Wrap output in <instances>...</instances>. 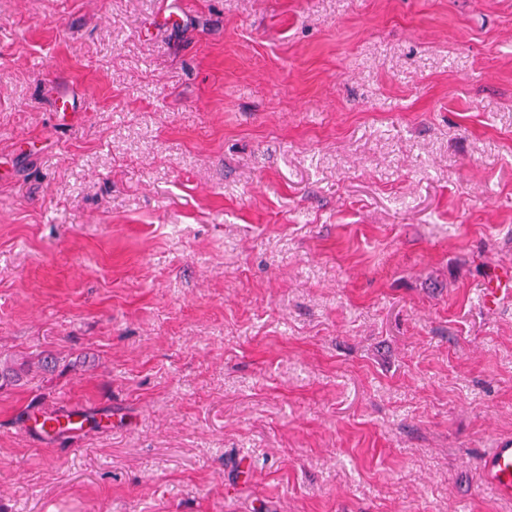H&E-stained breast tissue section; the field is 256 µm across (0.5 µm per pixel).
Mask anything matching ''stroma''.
<instances>
[{
	"label": "stroma",
	"mask_w": 512,
	"mask_h": 512,
	"mask_svg": "<svg viewBox=\"0 0 512 512\" xmlns=\"http://www.w3.org/2000/svg\"><path fill=\"white\" fill-rule=\"evenodd\" d=\"M509 266L512 0H0V512H512ZM30 366L24 358L0 359V390L20 385L29 375ZM484 479L502 500H512V441L490 448L482 464Z\"/></svg>",
	"instance_id": "obj_1"
}]
</instances>
